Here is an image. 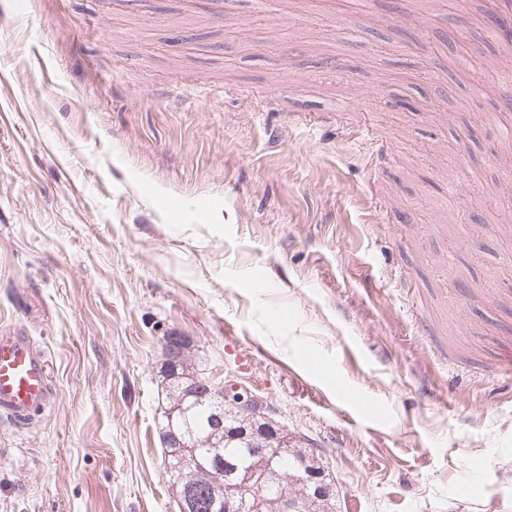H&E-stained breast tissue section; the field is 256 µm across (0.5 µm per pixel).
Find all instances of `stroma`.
<instances>
[{"instance_id": "stroma-1", "label": "stroma", "mask_w": 512, "mask_h": 512, "mask_svg": "<svg viewBox=\"0 0 512 512\" xmlns=\"http://www.w3.org/2000/svg\"><path fill=\"white\" fill-rule=\"evenodd\" d=\"M470 3L0 0V328L51 386L0 417V512H176L172 335L336 512H512V111ZM290 448V449H289ZM281 470L280 473L288 479L299 478L305 463L310 469H324L322 459L319 456L310 454L297 440L290 438L288 445L280 450Z\"/></svg>"}]
</instances>
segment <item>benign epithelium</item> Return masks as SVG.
Listing matches in <instances>:
<instances>
[{
  "instance_id": "7a95c632",
  "label": "benign epithelium",
  "mask_w": 512,
  "mask_h": 512,
  "mask_svg": "<svg viewBox=\"0 0 512 512\" xmlns=\"http://www.w3.org/2000/svg\"><path fill=\"white\" fill-rule=\"evenodd\" d=\"M164 362L166 371L172 378L183 381L181 384V395L176 402L166 409L169 417V426L165 428L164 445L170 448H197L205 441L213 443V439L221 436L223 438L234 437L245 440L255 449L265 455L267 466L265 473L258 470H238L233 463L224 462V469L236 474L235 480L215 481L218 486V498L214 505L220 512H264V507L269 503L265 491V475L271 472L274 457L266 456V452L273 446V443L282 440L284 434L276 429L275 424L269 417V407L264 405L256 396L241 388L235 383L224 385V406L231 409V412L244 418L245 426L231 431L224 430V416L218 415L212 418L213 432L201 441L199 439H186V436L174 423V416L183 410V404L189 398L199 395L202 391L199 383V374H179V367L182 362L172 358L175 350H185L184 341L178 336H169L165 339ZM309 493L300 495L288 488V485L279 483V494L276 504L280 512H310L314 508H321L335 502L334 483L328 481L324 471L306 470L301 478Z\"/></svg>"
}]
</instances>
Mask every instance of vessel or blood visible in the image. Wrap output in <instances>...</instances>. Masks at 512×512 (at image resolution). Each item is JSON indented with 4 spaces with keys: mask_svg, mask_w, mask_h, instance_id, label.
I'll use <instances>...</instances> for the list:
<instances>
[{
    "mask_svg": "<svg viewBox=\"0 0 512 512\" xmlns=\"http://www.w3.org/2000/svg\"><path fill=\"white\" fill-rule=\"evenodd\" d=\"M484 16L502 56L512 59V0H486ZM50 394L45 362L28 336L6 330L0 335V415L23 418L43 407Z\"/></svg>",
    "mask_w": 512,
    "mask_h": 512,
    "instance_id": "vessel-or-blood-1",
    "label": "vessel or blood"
}]
</instances>
